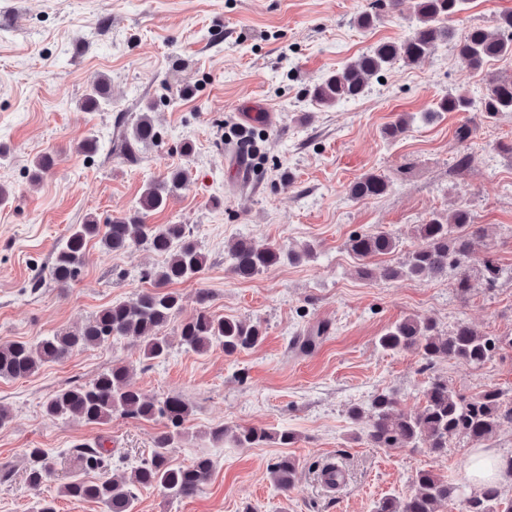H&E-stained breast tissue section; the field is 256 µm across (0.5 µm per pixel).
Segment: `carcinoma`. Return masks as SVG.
<instances>
[{"instance_id":"cac0c4a2","label":"carcinoma","mask_w":512,"mask_h":512,"mask_svg":"<svg viewBox=\"0 0 512 512\" xmlns=\"http://www.w3.org/2000/svg\"><path fill=\"white\" fill-rule=\"evenodd\" d=\"M468 0H414L415 28L402 41L380 42L370 51L330 73L313 88V98L321 106L354 100L362 95L369 81L397 61L419 64L437 45L454 41L457 54L470 68L484 72L487 62L512 56V11L504 12L492 29L471 27L456 36L452 23L465 9ZM402 0H374L371 10L360 14L356 24L368 29L376 22L379 11H395ZM486 92L477 100L463 93L449 94L437 103L439 112H470L479 108L485 118L493 119L501 112H512V76L504 77L485 72ZM108 81L93 76L82 100L88 111L99 109L109 101ZM158 139V131L148 113H143L124 137L123 152L135 154L139 145L148 146ZM187 176L174 169L160 180L148 183L143 190L139 208L131 216L116 217L99 224L90 216L82 224L73 225L64 243L54 253L50 276L61 288H68L81 272L87 245L96 239L111 252L124 251L134 245H145L166 256L158 272L147 271L143 278L152 287L135 297L114 302L100 309L77 332L53 333L35 344L10 342L0 344V379L19 380L33 375L40 365L59 362L77 350H85L112 342L118 337H133L143 344L147 361L166 357L172 339L164 328L174 321L182 307V299L166 290L168 285L190 279L202 271L205 256L187 224H149L151 212L164 209L168 200L186 186ZM389 188L381 175L367 173L350 186L356 200L381 196ZM422 245L403 264L372 266L369 260L393 253L396 239L388 232H355L346 241L347 251L358 261V273L367 279L422 278L428 275L454 272L457 290L465 295L470 289L469 261L479 248L486 245V230L474 223L471 214L458 209L443 217L434 215L416 227ZM314 245L301 250H286L277 245L256 246L251 239H238L231 250L230 273L239 279H250L271 267L293 262L302 255H311ZM208 294L200 293V308L190 318L180 322L177 336L180 345L205 353L218 345L227 356H234L258 346L264 332L258 322L213 315L205 306ZM385 351L417 350L426 366L442 360H457L481 364L491 354L504 347L512 348V337L484 336L467 323L442 333L429 318L406 317L388 329L378 339ZM130 368L114 363L88 385H71L57 391L46 403L45 412L52 418L79 416L88 423H100L118 412L145 420H158L163 429L152 439V451L140 465L132 468L121 481L107 473L93 481L75 479L62 488V494L76 500H91L102 505L103 512H134L137 491L142 487H157L176 498H191L208 483L212 461L204 456L189 466L172 464L171 453L186 433L190 414L187 403L179 396L149 398L128 384ZM421 411L408 414L399 409L396 394L381 391L371 400L368 411L352 410L356 420L367 419V439L374 448H426L435 455L446 452L448 438L462 436L473 442L487 440L503 423L512 422V392L489 388L466 396L448 388V381L432 379L424 393ZM213 440H230L239 448H249L269 441L286 447L296 442L289 431L241 426L231 431L225 426L210 431ZM76 455L88 469L104 467L111 459L108 450L79 446ZM297 461L281 455L271 463V473L279 488L288 492L294 487ZM53 457L42 448H32L27 456V480L38 490L53 476ZM414 492L404 498L385 497L374 512H445L448 501L461 496V487L450 484L429 470H420L414 479ZM467 512H512V500L504 501L497 489L488 487L466 500Z\"/></svg>"}]
</instances>
